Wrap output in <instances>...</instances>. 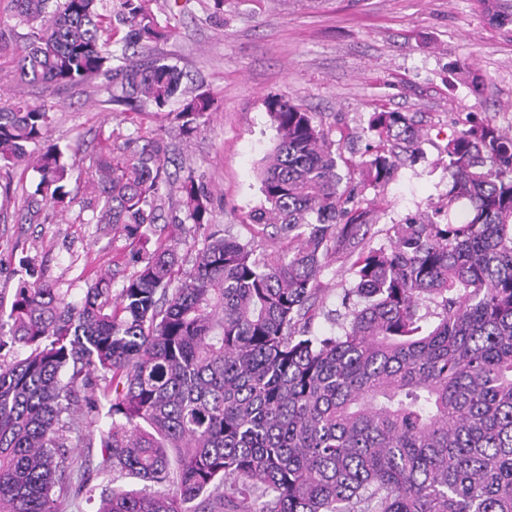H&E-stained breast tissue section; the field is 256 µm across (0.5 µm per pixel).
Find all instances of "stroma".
I'll use <instances>...</instances> for the list:
<instances>
[{"mask_svg": "<svg viewBox=\"0 0 512 512\" xmlns=\"http://www.w3.org/2000/svg\"><path fill=\"white\" fill-rule=\"evenodd\" d=\"M157 20L173 35L157 53L183 68L185 84L200 85L216 110L191 138H183L173 113L128 115L107 108L93 88L44 90L7 80L8 55H0V99L48 100L50 139L98 151L116 127L124 133L160 134L169 170L202 173L211 194V219L225 235L257 254L287 253L275 228L252 223L264 203L258 169L275 143L267 100L289 95L312 113L336 149L340 173L358 175L369 142L363 129L375 112L413 115L421 134L415 162L401 165L384 187L365 190L367 245L389 244L388 229L405 217L430 213L448 190L449 135L466 121L495 120L512 127V33L491 26L474 0H152ZM483 79L480 94L462 84L459 65ZM0 297L9 298L22 257L44 280L79 301L97 274L131 273L132 245L118 231L87 221L81 203L53 208L44 224H19L21 191L38 176L21 166L0 169ZM358 251L337 247L320 275L321 291L311 331L338 336L334 321L344 293L354 286Z\"/></svg>", "mask_w": 512, "mask_h": 512, "instance_id": "35a3bbf8", "label": "stroma"}]
</instances>
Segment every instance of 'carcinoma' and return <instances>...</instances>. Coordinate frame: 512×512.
<instances>
[{"instance_id":"cac0c4a2","label":"carcinoma","mask_w":512,"mask_h":512,"mask_svg":"<svg viewBox=\"0 0 512 512\" xmlns=\"http://www.w3.org/2000/svg\"><path fill=\"white\" fill-rule=\"evenodd\" d=\"M152 0H10L21 38L6 39L12 80L43 88L106 80L105 105L162 112L181 102L191 136L214 111L200 87L152 52L171 37ZM497 27L512 4L476 0ZM125 35L115 36L120 31ZM277 142L260 170L266 206L288 254L269 260L223 231L203 236L176 287L177 246L148 248L168 182L150 138L128 155L80 156L49 143L47 104L0 106V161L32 166L26 197L90 194L89 224L141 245L112 294L101 274L79 303L29 260L0 305V512H59L56 488L79 496L64 463L71 434L98 432L102 475L164 492L114 488L98 512H512V132L471 120L446 146L450 182L434 213L391 227L389 248L354 263L342 334L308 335L317 279L339 240L366 227L358 188L337 173L333 143L285 94L268 101ZM376 145L362 187L382 186L420 134L407 112H375ZM176 227L211 225L203 175L179 180ZM110 422L97 426L92 383Z\"/></svg>"}]
</instances>
